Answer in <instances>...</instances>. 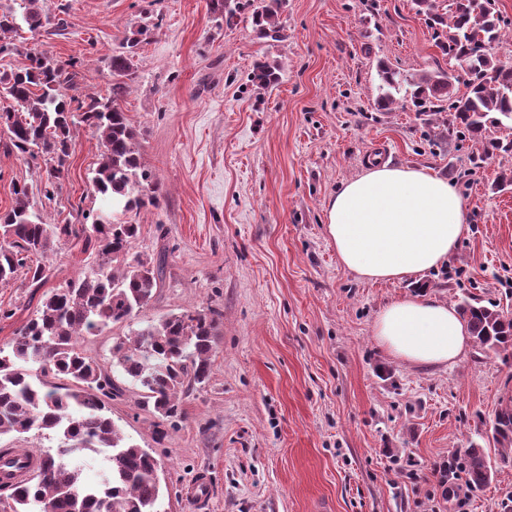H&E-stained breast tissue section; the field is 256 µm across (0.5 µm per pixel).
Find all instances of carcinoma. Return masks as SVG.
<instances>
[{"label":"carcinoma","instance_id":"cac0c4a2","mask_svg":"<svg viewBox=\"0 0 512 512\" xmlns=\"http://www.w3.org/2000/svg\"><path fill=\"white\" fill-rule=\"evenodd\" d=\"M47 0H20L19 10H0V55L18 50L14 37L21 23L31 30L51 23ZM286 0H208V10L218 25L231 28L247 12L264 37L281 38L280 15ZM416 11L426 16L435 45L442 55L467 70L449 74L443 70L410 73L378 64V110L410 95L417 111L428 114L448 136H466L480 145L473 162L495 152L512 151V140L488 139L490 126L512 123V67L492 52L502 40L503 19L495 0H452L440 12L434 0H413ZM151 27L143 22L124 38L122 51L112 56V92L107 98H90L83 104L68 97L63 86L74 85L77 72L45 51L29 52V64L0 71V98L11 104L0 109V130L22 155L42 156L46 162L43 196L51 199L67 175V158L73 146L74 128L84 124L99 134L102 151L91 178L92 193L123 212L158 207L156 185L141 167L137 133L119 101L127 93L126 78ZM280 66L258 61L250 73L257 90L273 87ZM466 92L453 93L454 84ZM14 204L0 214V282L24 272L32 288L46 282L45 267L33 259L44 256L60 236L83 237L94 244L97 265L45 296L33 317L16 336L0 346V435L36 429L59 440L54 452L39 454L43 478L16 488L10 494V512H100L108 501L109 512H162V491L157 460L129 441L108 416V405L117 395L112 379L79 346L109 325L130 322L155 297L164 259L155 261L132 254L140 225L101 221L82 224H48L35 210L28 185H14ZM459 311L475 343L483 350L512 358V317L465 300ZM220 313L186 309L169 315L131 334L112 346L115 366L145 391V403L156 413L172 418L180 396L208 379L211 371ZM51 373L67 381L50 387L43 376ZM495 439L504 448L501 462L512 463V397L495 412ZM86 451L105 454L106 473L98 485L83 482L82 458ZM470 486L481 488L493 475L481 448L464 451Z\"/></svg>","mask_w":512,"mask_h":512}]
</instances>
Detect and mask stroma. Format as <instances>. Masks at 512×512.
<instances>
[{
	"label": "stroma",
	"mask_w": 512,
	"mask_h": 512,
	"mask_svg": "<svg viewBox=\"0 0 512 512\" xmlns=\"http://www.w3.org/2000/svg\"><path fill=\"white\" fill-rule=\"evenodd\" d=\"M47 8L52 24L22 30L23 45L75 62L69 93L82 100L108 96L110 60L131 23L157 25L120 105L160 205L115 218L140 225L133 250L164 257V275L133 325L88 337L84 348L120 388L113 422L158 460L166 512H512V464H501L492 429L512 396V359L474 345L454 365L418 367L373 337L378 312L419 291L512 314V187L493 188L512 171V154L478 168L474 141L442 136L412 103L376 109L378 61L410 72L449 67L411 0H288L278 41L245 18L216 26L206 0ZM258 60L282 66L265 91L249 81ZM100 153L97 132L76 128L68 176L48 200L43 160L0 136V213L24 183L46 223L94 224ZM376 155L448 179L467 204L455 254L413 279H361L325 231L330 197ZM91 257L63 238L42 259L44 287L21 276L0 282V345ZM190 308L220 314L211 373L165 420L113 368L112 345L131 326ZM470 446L484 449L494 476L475 489L459 473L449 498L433 468ZM200 471L209 476L203 497Z\"/></svg>",
	"instance_id": "35a3bbf8"
}]
</instances>
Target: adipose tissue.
Listing matches in <instances>:
<instances>
[{
    "instance_id": "1",
    "label": "adipose tissue",
    "mask_w": 512,
    "mask_h": 512,
    "mask_svg": "<svg viewBox=\"0 0 512 512\" xmlns=\"http://www.w3.org/2000/svg\"><path fill=\"white\" fill-rule=\"evenodd\" d=\"M325 224L343 266L369 280L397 281L446 262L467 232L468 217L448 180L377 161L340 185ZM373 335L394 358L427 367L456 363L471 342L458 310L422 292L384 306Z\"/></svg>"
}]
</instances>
